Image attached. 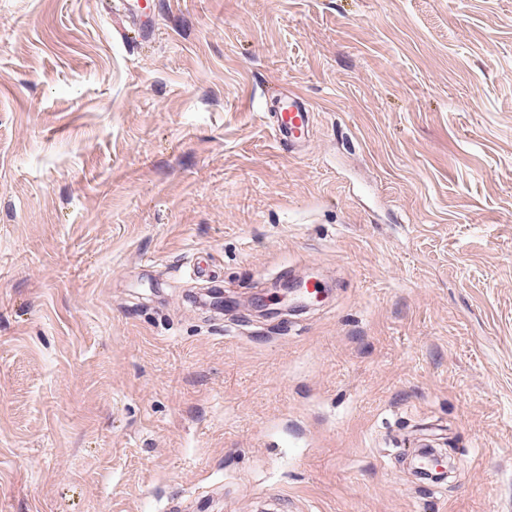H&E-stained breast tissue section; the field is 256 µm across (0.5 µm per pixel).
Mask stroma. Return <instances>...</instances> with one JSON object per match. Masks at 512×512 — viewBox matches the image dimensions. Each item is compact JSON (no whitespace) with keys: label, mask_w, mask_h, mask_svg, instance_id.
Wrapping results in <instances>:
<instances>
[{"label":"stroma","mask_w":512,"mask_h":512,"mask_svg":"<svg viewBox=\"0 0 512 512\" xmlns=\"http://www.w3.org/2000/svg\"><path fill=\"white\" fill-rule=\"evenodd\" d=\"M106 2L0 0V512H512V0ZM121 1L120 7L126 16L132 21L134 30L141 40L148 41L156 36V11L155 6L150 8L151 0ZM311 116L310 104L304 97L291 90L281 93L271 113L276 139L289 151L296 149L306 138Z\"/></svg>","instance_id":"obj_1"}]
</instances>
